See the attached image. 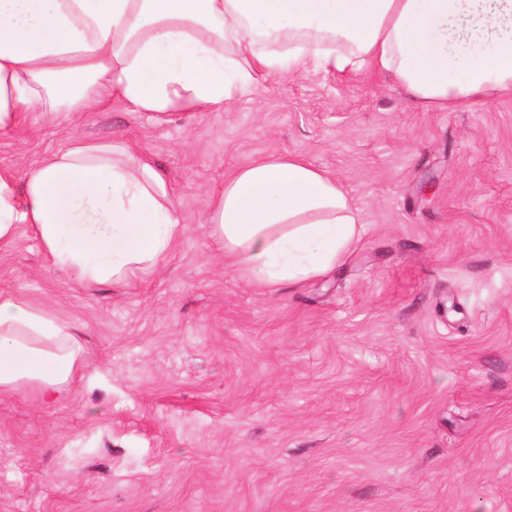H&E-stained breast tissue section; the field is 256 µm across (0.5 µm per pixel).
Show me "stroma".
I'll return each mask as SVG.
<instances>
[{"label": "stroma", "mask_w": 512, "mask_h": 512, "mask_svg": "<svg viewBox=\"0 0 512 512\" xmlns=\"http://www.w3.org/2000/svg\"><path fill=\"white\" fill-rule=\"evenodd\" d=\"M73 137L149 158L189 229L123 290L47 268L27 225L0 248V289L87 348L55 406L0 395V512H512V96L425 112L383 77L279 76L228 112H31L0 168ZM272 150L366 228L301 288L226 274L204 224Z\"/></svg>", "instance_id": "1"}]
</instances>
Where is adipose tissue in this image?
Wrapping results in <instances>:
<instances>
[{"mask_svg":"<svg viewBox=\"0 0 512 512\" xmlns=\"http://www.w3.org/2000/svg\"><path fill=\"white\" fill-rule=\"evenodd\" d=\"M476 40L492 51L465 52ZM302 72L383 75L426 112L512 94V0H0V132L26 112L74 123L107 100L159 117L227 110ZM206 222L225 273L259 288L324 276L365 232L336 175L277 151L228 171ZM22 224L87 288L133 287L186 230L161 171L77 138L0 169V247ZM85 362L77 322L0 290V394L54 405Z\"/></svg>","mask_w":512,"mask_h":512,"instance_id":"ef3b65f1","label":"adipose tissue"}]
</instances>
